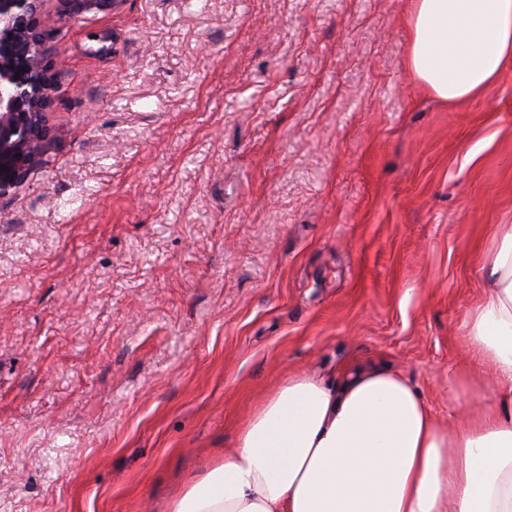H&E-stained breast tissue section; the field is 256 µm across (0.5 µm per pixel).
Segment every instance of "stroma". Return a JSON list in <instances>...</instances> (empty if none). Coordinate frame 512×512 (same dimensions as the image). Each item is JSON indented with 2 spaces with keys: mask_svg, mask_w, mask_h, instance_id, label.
<instances>
[{
  "mask_svg": "<svg viewBox=\"0 0 512 512\" xmlns=\"http://www.w3.org/2000/svg\"><path fill=\"white\" fill-rule=\"evenodd\" d=\"M43 162L0 199V512H168L292 373L493 399L512 64L445 103L412 0H44Z\"/></svg>",
  "mask_w": 512,
  "mask_h": 512,
  "instance_id": "stroma-1",
  "label": "stroma"
}]
</instances>
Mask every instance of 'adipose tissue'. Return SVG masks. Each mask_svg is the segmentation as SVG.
I'll list each match as a JSON object with an SVG mask.
<instances>
[{
	"label": "adipose tissue",
	"mask_w": 512,
	"mask_h": 512,
	"mask_svg": "<svg viewBox=\"0 0 512 512\" xmlns=\"http://www.w3.org/2000/svg\"><path fill=\"white\" fill-rule=\"evenodd\" d=\"M410 28L406 67L440 100L484 93L512 62V0H414ZM482 273L465 335L496 392L463 425L442 430L381 365L293 374L169 512H512V224Z\"/></svg>",
	"instance_id": "1"
}]
</instances>
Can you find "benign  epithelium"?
<instances>
[{"label":"benign epithelium","mask_w":512,"mask_h":512,"mask_svg":"<svg viewBox=\"0 0 512 512\" xmlns=\"http://www.w3.org/2000/svg\"><path fill=\"white\" fill-rule=\"evenodd\" d=\"M42 0H0V197L18 187L48 139L53 86L42 51Z\"/></svg>","instance_id":"obj_1"}]
</instances>
